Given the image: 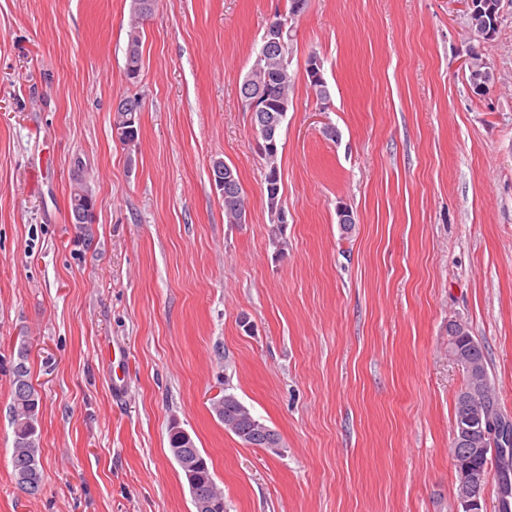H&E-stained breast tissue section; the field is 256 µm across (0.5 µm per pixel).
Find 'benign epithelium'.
I'll return each mask as SVG.
<instances>
[{
    "mask_svg": "<svg viewBox=\"0 0 512 512\" xmlns=\"http://www.w3.org/2000/svg\"><path fill=\"white\" fill-rule=\"evenodd\" d=\"M465 8L474 16H485L483 34L494 35L498 29L499 4L493 0H466ZM293 30L294 24L290 20L267 29L262 37L264 57L276 62L283 61ZM494 83V71L488 66L473 78L470 90L482 96ZM275 86L276 77L273 74L257 70L249 71L242 84L254 117L256 134L266 141L264 149L267 151L275 148L273 132L276 117L263 115L267 111L264 98L270 95ZM115 111L124 113V123L113 125L115 137L120 139L131 135L137 107L117 105ZM463 332L464 326H455L448 340V356L462 372L464 380L456 396L460 422L454 425L452 444L455 448L467 449L472 458H486L487 464L478 468L456 461L457 504L459 512H486L485 489L493 477L492 468L498 465L495 448L498 430L491 419L495 405L489 396L485 364L476 356L477 345Z\"/></svg>",
    "mask_w": 512,
    "mask_h": 512,
    "instance_id": "benign-epithelium-1",
    "label": "benign epithelium"
}]
</instances>
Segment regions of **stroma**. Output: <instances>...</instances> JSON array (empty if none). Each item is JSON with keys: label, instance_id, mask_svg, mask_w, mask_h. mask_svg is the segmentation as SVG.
Wrapping results in <instances>:
<instances>
[{"label": "stroma", "instance_id": "35a3bbf8", "mask_svg": "<svg viewBox=\"0 0 512 512\" xmlns=\"http://www.w3.org/2000/svg\"><path fill=\"white\" fill-rule=\"evenodd\" d=\"M288 8L156 0L132 83L131 0H0V512H194L174 423L224 512H457L449 323L468 325L512 415V0L484 42L460 0H307L281 250L240 88ZM475 45L496 76L483 96L463 70ZM133 95L127 146L113 108ZM217 160L237 171L245 223L225 220ZM78 162L97 199L86 225L69 215ZM23 336L41 395L35 496L11 470ZM226 392L278 451L225 431L212 403ZM141 37L138 26H132L128 34L124 73L128 80H136L142 69ZM131 73H138L137 78Z\"/></svg>", "mask_w": 512, "mask_h": 512}]
</instances>
